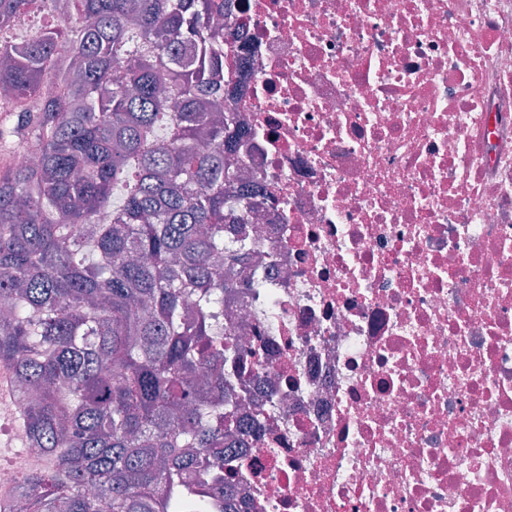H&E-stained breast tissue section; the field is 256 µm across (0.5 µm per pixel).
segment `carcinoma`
Instances as JSON below:
<instances>
[{
	"mask_svg": "<svg viewBox=\"0 0 512 512\" xmlns=\"http://www.w3.org/2000/svg\"><path fill=\"white\" fill-rule=\"evenodd\" d=\"M36 2L0 0V21ZM52 2L55 24L28 38L0 24V141L40 150L0 167V367L49 458L20 493L27 512H99L87 486L111 512H183L197 468L223 475L224 442L238 443L224 433V297L251 247L224 228L258 190L224 192L238 179L224 153L244 135L210 24L225 0Z\"/></svg>",
	"mask_w": 512,
	"mask_h": 512,
	"instance_id": "1",
	"label": "carcinoma"
}]
</instances>
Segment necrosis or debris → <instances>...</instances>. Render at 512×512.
I'll return each instance as SVG.
<instances>
[{
	"label": "necrosis or debris",
	"mask_w": 512,
	"mask_h": 512,
	"mask_svg": "<svg viewBox=\"0 0 512 512\" xmlns=\"http://www.w3.org/2000/svg\"><path fill=\"white\" fill-rule=\"evenodd\" d=\"M230 160L266 194L224 305L209 512H512V0H230ZM14 462L45 456L0 422Z\"/></svg>",
	"instance_id": "necrosis-or-debris-1"
}]
</instances>
